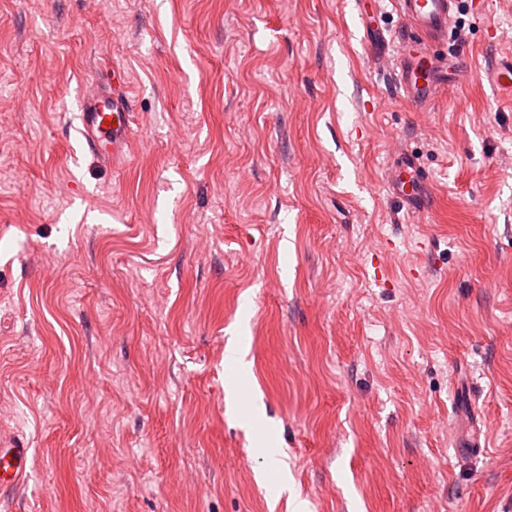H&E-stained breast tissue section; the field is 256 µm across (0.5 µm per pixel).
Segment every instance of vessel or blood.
I'll return each mask as SVG.
<instances>
[{
    "label": "vessel or blood",
    "mask_w": 512,
    "mask_h": 512,
    "mask_svg": "<svg viewBox=\"0 0 512 512\" xmlns=\"http://www.w3.org/2000/svg\"><path fill=\"white\" fill-rule=\"evenodd\" d=\"M458 0H395L400 18L407 20L409 38L388 40L364 27L367 47L392 52L393 76L404 97L426 105L439 85V69L432 62L433 48L447 44L458 13ZM78 101L79 133L84 148L100 162L111 163L126 152L134 122V109L124 85L90 79ZM427 180L412 154H405L390 181L393 194L408 213H419ZM28 460L24 448H0V489L15 491L21 484Z\"/></svg>",
    "instance_id": "obj_1"
}]
</instances>
